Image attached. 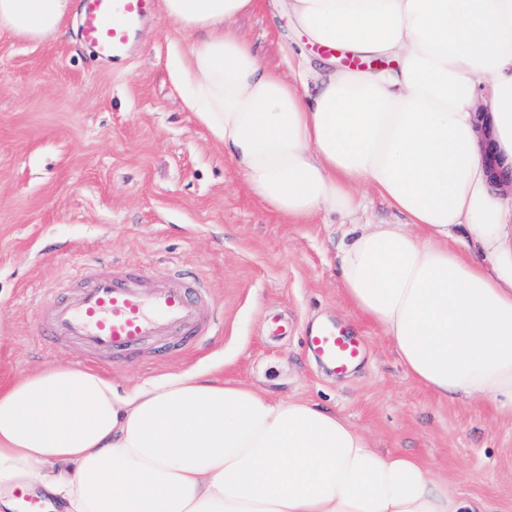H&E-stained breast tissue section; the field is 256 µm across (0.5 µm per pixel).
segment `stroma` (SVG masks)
<instances>
[{
	"mask_svg": "<svg viewBox=\"0 0 512 512\" xmlns=\"http://www.w3.org/2000/svg\"><path fill=\"white\" fill-rule=\"evenodd\" d=\"M230 30L282 72V38L305 40L264 9ZM192 42L161 11L119 65L98 57L72 21L40 41L0 34V382L89 357L73 343L44 346L41 289L85 265L153 278L177 264L208 283L217 331L165 354L152 340L127 358L100 354L115 388L206 373L310 400L379 451L419 458L458 498L512 512V423L480 401H438L409 378L390 339L342 294L338 218L288 224L247 189L171 80ZM275 316L287 333L272 332ZM328 320L367 339L366 361L342 377L302 342L308 324Z\"/></svg>",
	"mask_w": 512,
	"mask_h": 512,
	"instance_id": "35a3bbf8",
	"label": "stroma"
}]
</instances>
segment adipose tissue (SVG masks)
<instances>
[{
	"label": "adipose tissue",
	"instance_id": "obj_1",
	"mask_svg": "<svg viewBox=\"0 0 512 512\" xmlns=\"http://www.w3.org/2000/svg\"><path fill=\"white\" fill-rule=\"evenodd\" d=\"M262 0H162L193 35L173 72L184 107L248 189L292 224L345 220L342 292L443 401L486 400L512 422V206L476 134L487 107L512 162V0H278L326 59L291 76L229 33ZM76 0H0V32L58 34ZM315 82V93L305 91ZM403 215L360 224L365 191ZM64 512H467L413 457L383 453L336 411L206 375L127 392L74 365L0 386V512L14 486Z\"/></svg>",
	"mask_w": 512,
	"mask_h": 512
}]
</instances>
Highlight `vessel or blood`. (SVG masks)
<instances>
[{"label":"vessel or blood","instance_id":"1","mask_svg":"<svg viewBox=\"0 0 512 512\" xmlns=\"http://www.w3.org/2000/svg\"><path fill=\"white\" fill-rule=\"evenodd\" d=\"M156 5V0H84L83 38L100 57L120 62ZM43 301L51 306L42 321L44 336L58 345L77 343L90 352L121 356L150 339L172 340L183 348L192 337L215 333L203 314L211 298L192 277L174 288L163 281L143 285L137 274L90 273L81 276L70 297L49 292ZM305 346L336 375L354 368L365 352L361 336L329 321L307 330ZM15 496L20 512L58 510L53 499L26 487L17 489Z\"/></svg>","mask_w":512,"mask_h":512}]
</instances>
